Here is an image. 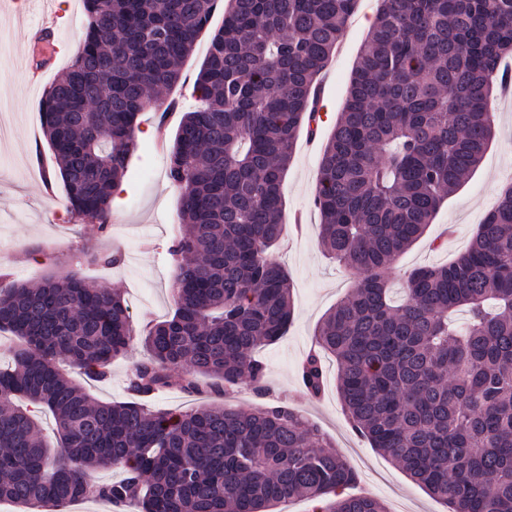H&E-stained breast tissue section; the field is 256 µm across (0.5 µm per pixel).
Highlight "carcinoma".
I'll return each mask as SVG.
<instances>
[{
    "mask_svg": "<svg viewBox=\"0 0 512 512\" xmlns=\"http://www.w3.org/2000/svg\"><path fill=\"white\" fill-rule=\"evenodd\" d=\"M218 4L83 0L84 38L39 110L67 212L96 233L109 229L141 113L164 105L159 93L179 82ZM356 4L226 0L168 155L183 220L169 247L171 317L140 336L122 293L80 275L119 263L118 251L87 248L65 275L0 286V332L16 338L0 367V500L272 512L297 497L322 502L318 512H387L343 495L357 472L293 408L220 401L245 378L264 392L255 352L293 322L292 279L272 255L285 233L282 182ZM507 55L512 0H380L314 197L319 246L357 284L316 328L301 385L319 395L321 354L334 356L352 428L448 512H512V180L464 253L404 275L399 302L389 273L492 143ZM139 345L149 357L128 379L133 401H97L60 369L104 380ZM174 388L213 401L144 403ZM46 412L57 452L40 428ZM111 468L123 478L92 480Z\"/></svg>",
    "mask_w": 512,
    "mask_h": 512,
    "instance_id": "carcinoma-1",
    "label": "carcinoma"
}]
</instances>
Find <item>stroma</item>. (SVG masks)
I'll return each mask as SVG.
<instances>
[{
    "instance_id": "obj_1",
    "label": "stroma",
    "mask_w": 512,
    "mask_h": 512,
    "mask_svg": "<svg viewBox=\"0 0 512 512\" xmlns=\"http://www.w3.org/2000/svg\"><path fill=\"white\" fill-rule=\"evenodd\" d=\"M70 15L59 20L56 47L32 49L28 34L42 16L36 4L0 0V100L10 111L0 112V245L9 249L7 261L14 279L37 281L69 267L75 251L89 244L102 250L119 249L123 261L110 268L89 267L88 278L123 292L138 329L164 319L172 311L170 284L175 265L166 248L179 234L180 191L167 177V148L180 119L195 102L194 83L210 46L212 31L222 25L216 10L210 27L199 36L181 69V79L166 97L176 100L165 123L155 112L139 118V148L123 180L124 190L112 207V224L98 236L67 213L65 194L55 172L52 151L40 129L38 106L52 82L69 65L85 30L82 0H70ZM377 0H358L350 26L333 62L319 79L318 108L324 117L316 131L301 128L284 180L283 221L288 236L278 256L293 278L294 322L286 336L258 353L266 365L272 400L291 405L332 438L337 450L356 470L353 492L373 495L389 512H446L445 506L415 484L401 469L375 451L351 429L336 390L337 367L326 359V385L321 398L304 395L299 367L313 342L314 330L336 302L353 286L354 278L328 260L317 240L318 211L312 200L323 149L341 112L353 66L375 19ZM55 57L49 76L33 81L41 60ZM495 138L479 168L446 200L424 237L402 254L394 275L422 265H442L464 252L486 212L500 196V187L512 171V92L497 101ZM156 136H149V129ZM144 356L135 349L112 365L108 381L87 379L79 370L66 373L84 383L100 401L129 397L128 378Z\"/></svg>"
}]
</instances>
